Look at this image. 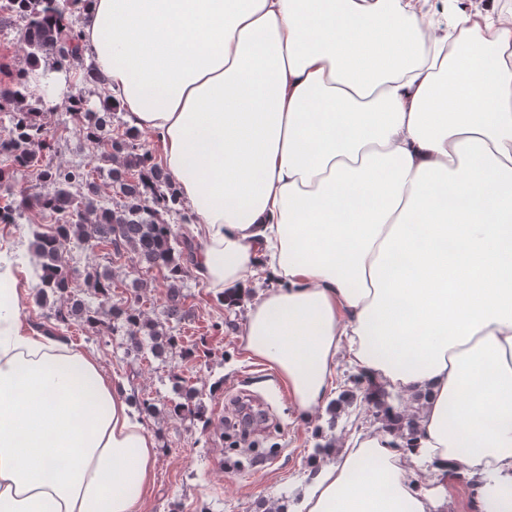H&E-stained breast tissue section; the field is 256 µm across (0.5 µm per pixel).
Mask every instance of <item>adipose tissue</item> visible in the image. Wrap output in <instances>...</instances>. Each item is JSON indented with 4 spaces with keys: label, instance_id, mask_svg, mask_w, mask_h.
<instances>
[{
    "label": "adipose tissue",
    "instance_id": "obj_1",
    "mask_svg": "<svg viewBox=\"0 0 512 512\" xmlns=\"http://www.w3.org/2000/svg\"><path fill=\"white\" fill-rule=\"evenodd\" d=\"M80 46L154 134L241 340L322 413L339 361L414 450L340 443L300 512H435L416 472L512 486V9L447 0H76ZM0 258V512H142L157 445L124 388L24 331Z\"/></svg>",
    "mask_w": 512,
    "mask_h": 512
}]
</instances>
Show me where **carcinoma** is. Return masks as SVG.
Masks as SVG:
<instances>
[{"mask_svg":"<svg viewBox=\"0 0 512 512\" xmlns=\"http://www.w3.org/2000/svg\"><path fill=\"white\" fill-rule=\"evenodd\" d=\"M67 3L68 0H9L7 13L0 14V27L11 23L14 17L20 19L24 23V42L31 67L52 56L67 62V69L81 71L82 83L93 86L100 77L94 69L83 68L80 33L66 16ZM25 89V81L21 79L10 86H0V112L11 119L9 137L0 139V155L10 159V165L0 167V185L10 182L16 171L35 165L40 151L50 148L48 132L33 119L38 107L31 104L18 112L10 111L12 105L25 98ZM116 109V103L104 100L100 110L94 111L89 108L88 98L81 96L74 100L71 117L79 131L97 143L102 158L125 153L139 168L133 177L121 170L112 171V182L118 185L125 199L123 205L111 208L98 200L91 182L93 170L48 166L42 169L41 178L53 190L24 196L16 207L0 209L1 224H15L32 209L60 215V221L50 232L43 231L38 224L32 226V247L41 259L42 274L34 285L40 303L70 291V274L61 262L62 249L70 243L91 250L111 246L117 254L123 246H129L138 262L168 270V291L173 302L177 301L178 282L190 273L191 244L179 241L172 235L171 226L159 220L161 211L179 212L176 192L170 187L167 173L152 163L151 155L136 153L138 147L128 138L112 137ZM77 185L88 189L79 200L71 192ZM56 317L62 322L78 319L92 328L108 325L114 331L121 329L136 348L141 337L148 336L154 341L157 355L176 346L173 335L158 330V325L143 318L137 308L123 310L107 307L102 302L92 307L76 299L67 310H58ZM385 397L387 393L368 388L364 400L384 412H394L399 421L407 420L408 431H413L414 420L405 418V410L386 404Z\"/></svg>","mask_w":512,"mask_h":512,"instance_id":"cac0c4a2","label":"carcinoma"}]
</instances>
